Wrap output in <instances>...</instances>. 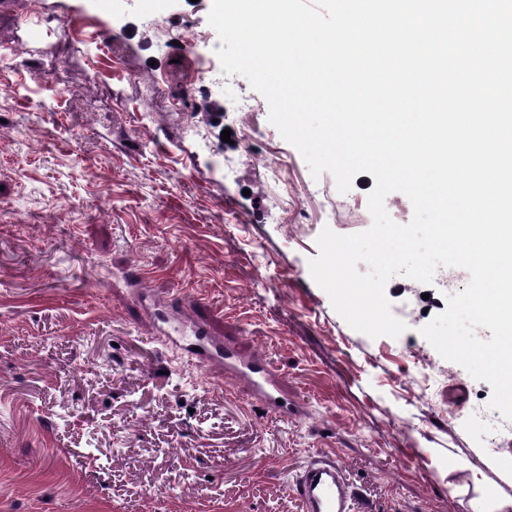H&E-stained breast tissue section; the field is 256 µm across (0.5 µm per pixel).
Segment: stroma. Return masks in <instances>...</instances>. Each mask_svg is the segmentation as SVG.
<instances>
[{
	"mask_svg": "<svg viewBox=\"0 0 512 512\" xmlns=\"http://www.w3.org/2000/svg\"><path fill=\"white\" fill-rule=\"evenodd\" d=\"M212 2L0 0V512H304L316 456L354 512H512V420L474 423L491 386L420 333L464 279L392 277L396 338L334 310L316 239L371 226L375 178H313L244 76L251 111H202ZM182 302L305 414L166 349Z\"/></svg>",
	"mask_w": 512,
	"mask_h": 512,
	"instance_id": "stroma-1",
	"label": "stroma"
}]
</instances>
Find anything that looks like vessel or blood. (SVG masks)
<instances>
[{"mask_svg": "<svg viewBox=\"0 0 512 512\" xmlns=\"http://www.w3.org/2000/svg\"><path fill=\"white\" fill-rule=\"evenodd\" d=\"M187 341V353L197 365L222 364L229 372L244 374L255 397L269 407L280 408L284 414H304V407L282 398L284 381L268 363L255 356H242L234 345L209 335L200 324L182 328ZM305 512H352L356 492L334 459L319 457L312 460L295 482Z\"/></svg>", "mask_w": 512, "mask_h": 512, "instance_id": "vessel-or-blood-1", "label": "vessel or blood"}]
</instances>
